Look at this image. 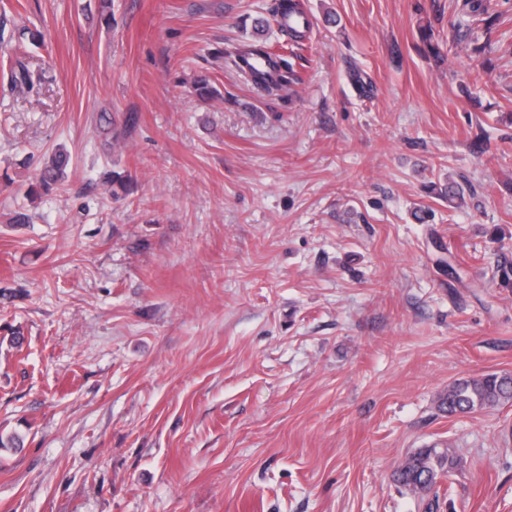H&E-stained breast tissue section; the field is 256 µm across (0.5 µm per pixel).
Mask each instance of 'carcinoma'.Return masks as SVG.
Here are the masks:
<instances>
[{"instance_id": "1", "label": "carcinoma", "mask_w": 512, "mask_h": 512, "mask_svg": "<svg viewBox=\"0 0 512 512\" xmlns=\"http://www.w3.org/2000/svg\"><path fill=\"white\" fill-rule=\"evenodd\" d=\"M302 4L298 0H273L270 12L274 17L300 14ZM289 40L278 45H248L227 53L232 66L239 72L250 61L256 60L265 71H253V83L261 91L276 95L279 92L304 82V71L294 68L292 61L305 60L306 47L300 32L288 30ZM69 165L66 153L58 151L41 174L40 182L45 188L56 184ZM512 403V375L485 374L477 378L462 380L448 386L439 398L438 408L450 415L469 414L490 410ZM465 460L451 445L442 448H420L401 463L396 481L416 496L424 505V512H433L436 505L435 487L445 475L460 472Z\"/></svg>"}]
</instances>
